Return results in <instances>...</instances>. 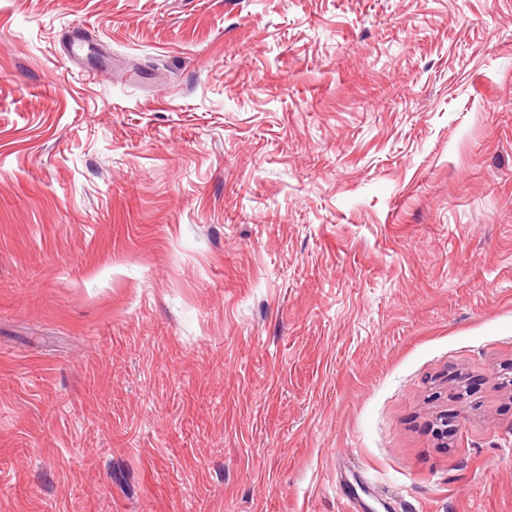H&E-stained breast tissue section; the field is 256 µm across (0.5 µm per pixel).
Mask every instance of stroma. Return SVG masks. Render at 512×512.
Returning <instances> with one entry per match:
<instances>
[{
  "label": "stroma",
  "instance_id": "35a3bbf8",
  "mask_svg": "<svg viewBox=\"0 0 512 512\" xmlns=\"http://www.w3.org/2000/svg\"><path fill=\"white\" fill-rule=\"evenodd\" d=\"M349 501L512 512V0H0V512Z\"/></svg>",
  "mask_w": 512,
  "mask_h": 512
}]
</instances>
